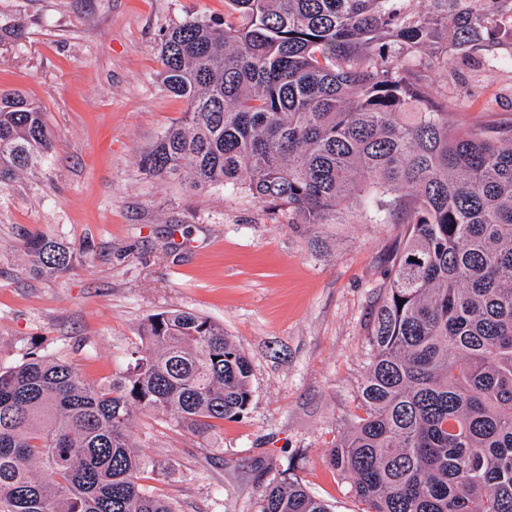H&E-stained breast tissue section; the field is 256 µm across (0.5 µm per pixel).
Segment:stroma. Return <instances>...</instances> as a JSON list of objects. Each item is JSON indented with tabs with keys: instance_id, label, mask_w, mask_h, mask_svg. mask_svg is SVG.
Instances as JSON below:
<instances>
[{
	"instance_id": "obj_1",
	"label": "stroma",
	"mask_w": 512,
	"mask_h": 512,
	"mask_svg": "<svg viewBox=\"0 0 512 512\" xmlns=\"http://www.w3.org/2000/svg\"><path fill=\"white\" fill-rule=\"evenodd\" d=\"M225 0H0V88L44 110L52 149L0 190V370L28 354L77 364L98 385L124 368L151 314L188 310L223 324L252 367L239 419L202 438L150 413L130 433L169 463L148 479L181 512H256L272 478L300 480L331 512H357L349 477L325 461L344 421L361 414L369 333L401 224H330L311 232L244 193L196 191L145 174L143 155L186 103L163 92L161 30L187 16L223 18ZM512 0H449V18L480 30L465 55L426 46L432 96L451 123L512 126V32L489 13ZM62 240L64 273H32L25 241Z\"/></svg>"
}]
</instances>
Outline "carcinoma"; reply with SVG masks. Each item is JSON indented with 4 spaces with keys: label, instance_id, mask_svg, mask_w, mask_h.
<instances>
[{
    "label": "carcinoma",
    "instance_id": "cac0c4a2",
    "mask_svg": "<svg viewBox=\"0 0 512 512\" xmlns=\"http://www.w3.org/2000/svg\"><path fill=\"white\" fill-rule=\"evenodd\" d=\"M159 34L161 86L187 104L143 156L151 177L245 192L288 223L407 225L370 331L365 416L326 461L359 512H512V134L456 130L421 53L448 16L404 0H226ZM53 147L40 105L0 90V189ZM34 272L63 241L31 236ZM109 385L31 357L0 370V512H179L143 481L162 470L129 434L138 412L207 436L252 398L224 326L150 315ZM41 471L45 477L39 478ZM257 512H330L296 479Z\"/></svg>",
    "mask_w": 512,
    "mask_h": 512
}]
</instances>
